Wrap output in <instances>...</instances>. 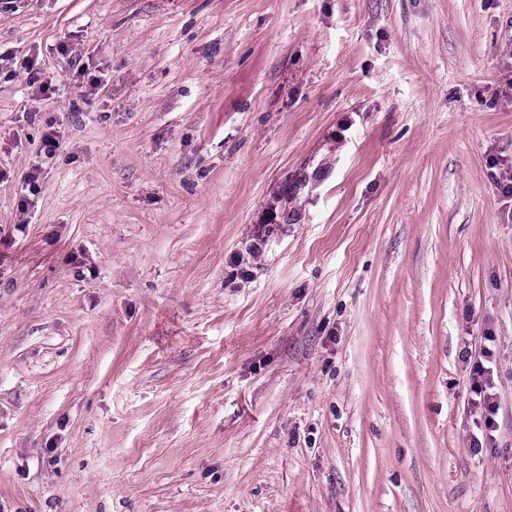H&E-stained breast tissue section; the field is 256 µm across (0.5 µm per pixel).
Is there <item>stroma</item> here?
<instances>
[{
  "label": "stroma",
  "instance_id": "obj_1",
  "mask_svg": "<svg viewBox=\"0 0 512 512\" xmlns=\"http://www.w3.org/2000/svg\"><path fill=\"white\" fill-rule=\"evenodd\" d=\"M0 53V512H512V0H0ZM490 350H483L481 356L472 365V392L474 394L472 405L474 409L481 413L486 430L490 437L493 436L497 427L496 415L498 404L496 393L494 392L495 382L494 373L491 367L487 365L491 358Z\"/></svg>",
  "mask_w": 512,
  "mask_h": 512
}]
</instances>
